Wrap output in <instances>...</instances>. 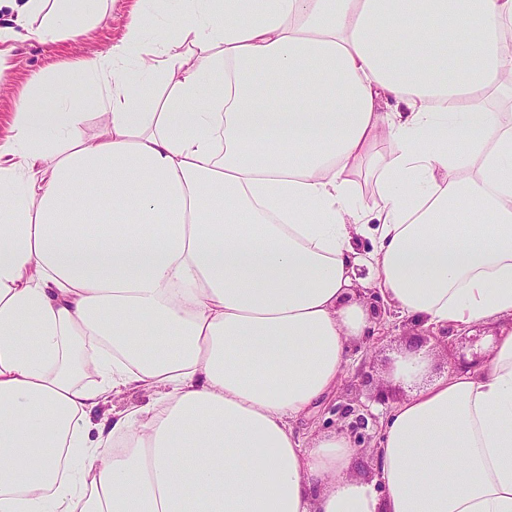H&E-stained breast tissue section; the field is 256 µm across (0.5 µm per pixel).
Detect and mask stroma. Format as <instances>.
I'll list each match as a JSON object with an SVG mask.
<instances>
[{
    "mask_svg": "<svg viewBox=\"0 0 512 512\" xmlns=\"http://www.w3.org/2000/svg\"><path fill=\"white\" fill-rule=\"evenodd\" d=\"M101 8L102 18L92 28L79 29L76 35L55 43H43L34 38L21 41L12 52L0 56L1 138L10 133L20 95L41 73L49 70L59 72L60 77L44 86L42 102L47 104L61 97H73L75 104L87 114L83 135L91 138L99 134L102 125L93 106L96 87L71 86L70 78L76 77L86 58L107 51L121 37L132 11H139L146 22L154 26L162 25L166 20L158 0H103ZM510 328L512 318L505 317L462 328L432 341L433 376L440 377L455 370L459 358L469 359L473 354L486 352L496 336ZM414 330L411 319L397 314L385 317L379 332L370 334L354 351L346 376L330 397L300 423V430L317 434L343 426L345 420L339 414L343 407L368 414L358 452L364 461H371L386 414L385 408L373 406L371 397L379 387H390L393 362L405 344L406 334Z\"/></svg>",
    "mask_w": 512,
    "mask_h": 512,
    "instance_id": "1",
    "label": "stroma"
}]
</instances>
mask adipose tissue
Returning <instances> with one entry per match:
<instances>
[{"label":"adipose tissue","instance_id":"ef3b65f1","mask_svg":"<svg viewBox=\"0 0 512 512\" xmlns=\"http://www.w3.org/2000/svg\"><path fill=\"white\" fill-rule=\"evenodd\" d=\"M167 2L83 61L99 135L25 97L0 142V512H512V331L438 379L402 350L373 478L297 429L373 331L359 266L428 327L512 315V0Z\"/></svg>","mask_w":512,"mask_h":512}]
</instances>
